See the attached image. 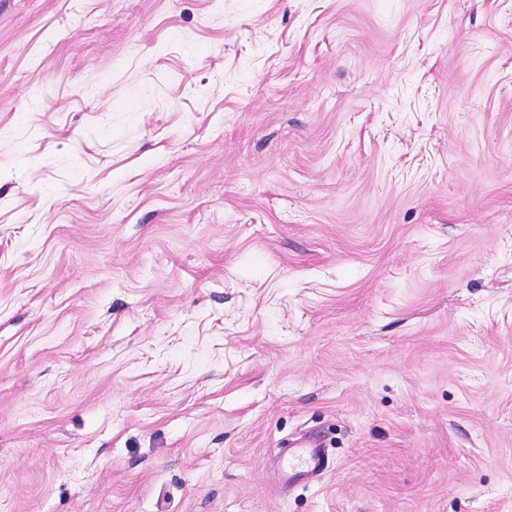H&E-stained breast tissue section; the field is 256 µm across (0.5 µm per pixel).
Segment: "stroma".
<instances>
[{
    "instance_id": "35a3bbf8",
    "label": "stroma",
    "mask_w": 512,
    "mask_h": 512,
    "mask_svg": "<svg viewBox=\"0 0 512 512\" xmlns=\"http://www.w3.org/2000/svg\"><path fill=\"white\" fill-rule=\"evenodd\" d=\"M0 512H512V0H0ZM281 462L282 479L288 484L301 483L309 474H321L331 468L325 450L314 443L299 448H284Z\"/></svg>"
}]
</instances>
